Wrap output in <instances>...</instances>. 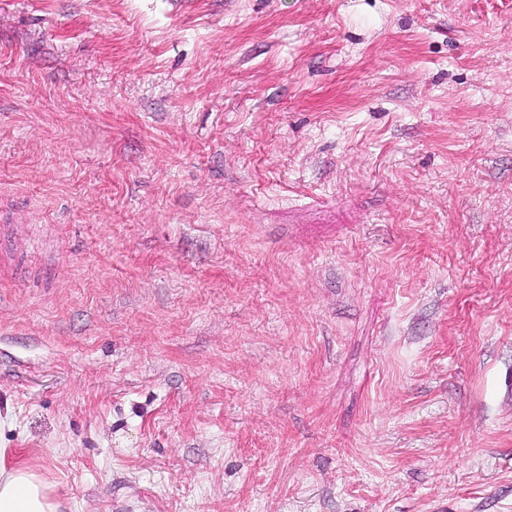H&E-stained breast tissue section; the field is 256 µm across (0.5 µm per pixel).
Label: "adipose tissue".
<instances>
[{"instance_id":"ef3b65f1","label":"adipose tissue","mask_w":512,"mask_h":512,"mask_svg":"<svg viewBox=\"0 0 512 512\" xmlns=\"http://www.w3.org/2000/svg\"><path fill=\"white\" fill-rule=\"evenodd\" d=\"M0 448V512H58L52 485Z\"/></svg>"}]
</instances>
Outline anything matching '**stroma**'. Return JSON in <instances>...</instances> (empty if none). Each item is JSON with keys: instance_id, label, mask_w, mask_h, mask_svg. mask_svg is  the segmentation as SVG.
<instances>
[{"instance_id": "obj_1", "label": "stroma", "mask_w": 512, "mask_h": 512, "mask_svg": "<svg viewBox=\"0 0 512 512\" xmlns=\"http://www.w3.org/2000/svg\"><path fill=\"white\" fill-rule=\"evenodd\" d=\"M0 295L61 512H512V0H0Z\"/></svg>"}]
</instances>
